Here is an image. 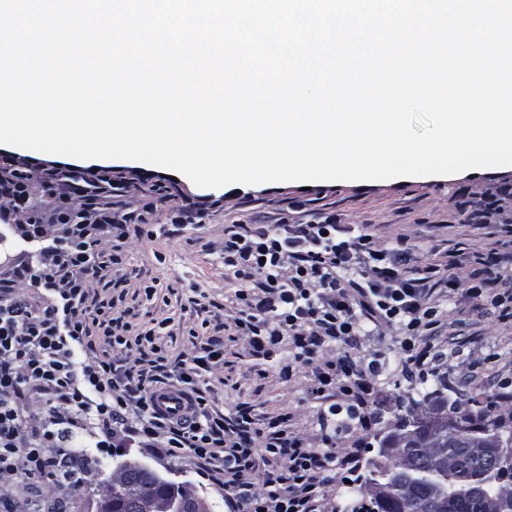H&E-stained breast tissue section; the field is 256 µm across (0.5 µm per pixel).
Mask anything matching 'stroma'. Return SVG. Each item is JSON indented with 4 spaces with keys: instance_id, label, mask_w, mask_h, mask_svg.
Instances as JSON below:
<instances>
[{
    "instance_id": "1",
    "label": "stroma",
    "mask_w": 512,
    "mask_h": 512,
    "mask_svg": "<svg viewBox=\"0 0 512 512\" xmlns=\"http://www.w3.org/2000/svg\"><path fill=\"white\" fill-rule=\"evenodd\" d=\"M512 183V169L487 167L464 172L453 178L421 179L400 177L370 184L325 183L303 188L299 183H265L251 187L254 203L245 207L233 206L224 199L222 211L206 216L200 224L170 231L168 236L138 247L124 260L127 271L146 280L172 284L175 297L186 301L191 288L202 287L210 292L215 306L210 314L217 323L224 316V280L210 266V246L218 242L226 224L252 215H267L287 209L293 199L307 200L324 197L332 203L348 224H412L423 241L438 252L473 248L486 241L485 230L466 224L458 215L456 202L483 193L503 184ZM444 352V367L448 371L449 401L461 410H474L495 398L501 380L512 377V328L496 334L484 332L478 316H471L470 324L461 335L440 337ZM360 354L374 353L384 364L373 385L380 394L377 408L381 423L375 436L383 438L389 429L405 414L406 406L417 395L421 383L406 377L401 370L399 344L393 336H367L359 347ZM288 363L287 354H280L267 365L266 375L249 370L247 364H234L228 371L217 397L224 407L238 400L236 383H245L254 392L256 414H264L267 407L281 399L301 405L306 415L301 425L310 436H317L314 424L317 408L307 394L308 380L303 373H293L287 381L271 383V375ZM378 446L360 451L357 481L344 483L336 480L324 489V512H351L353 506L365 503L363 476L371 462L378 460Z\"/></svg>"
}]
</instances>
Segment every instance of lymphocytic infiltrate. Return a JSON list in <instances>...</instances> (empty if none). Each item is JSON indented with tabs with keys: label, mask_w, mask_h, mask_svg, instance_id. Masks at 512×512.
Wrapping results in <instances>:
<instances>
[{
	"label": "lymphocytic infiltrate",
	"mask_w": 512,
	"mask_h": 512,
	"mask_svg": "<svg viewBox=\"0 0 512 512\" xmlns=\"http://www.w3.org/2000/svg\"><path fill=\"white\" fill-rule=\"evenodd\" d=\"M58 163L13 153L0 160V225L31 244L0 265V512H70L71 490H94L100 455L136 448L156 462L188 460L199 487L222 494L228 512H322V490L336 466L357 471V456L337 459L336 427L378 425L371 380L378 357H353L364 336H397L409 377L447 381L438 336L460 324L441 307L460 295L494 328L512 321V188L498 187L472 206L496 231L480 250L438 253L405 227L345 224L335 211L305 209L298 220L240 221L217 245L224 267V319L180 326L158 283L122 273L135 241L137 213L96 205L94 224H65L59 205L83 189L110 184L124 196L139 174L76 167L78 182L60 181L26 224L8 181L26 175L41 185ZM150 304L140 324L131 304ZM186 341L170 353L167 338ZM243 341L255 364L287 353L289 370L309 380L318 405L320 444H312L287 404L259 427L250 403L215 404L227 365L225 339ZM183 394L186 413L156 410V391Z\"/></svg>",
	"instance_id": "1"
}]
</instances>
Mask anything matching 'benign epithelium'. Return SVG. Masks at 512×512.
Instances as JSON below:
<instances>
[{"label":"benign epithelium","mask_w":512,"mask_h":512,"mask_svg":"<svg viewBox=\"0 0 512 512\" xmlns=\"http://www.w3.org/2000/svg\"><path fill=\"white\" fill-rule=\"evenodd\" d=\"M379 455L384 473L368 483L367 494L381 504L397 496L401 512H449L461 501L481 512H512V484L497 478L509 449L472 447L454 427L435 422L421 440L413 428L398 429Z\"/></svg>","instance_id":"benign-epithelium-1"}]
</instances>
